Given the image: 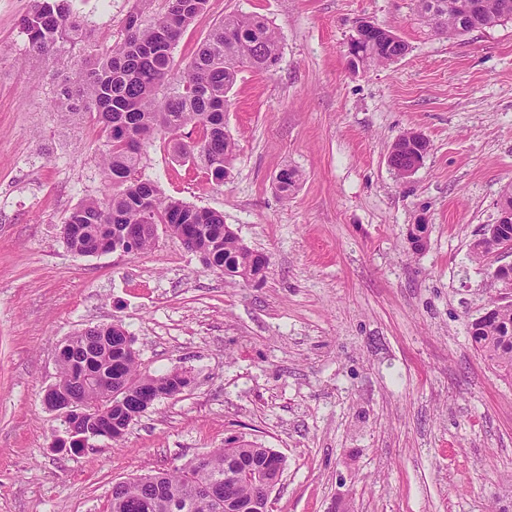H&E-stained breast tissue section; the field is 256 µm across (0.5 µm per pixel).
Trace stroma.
<instances>
[{"label":"stroma","instance_id":"obj_1","mask_svg":"<svg viewBox=\"0 0 512 512\" xmlns=\"http://www.w3.org/2000/svg\"><path fill=\"white\" fill-rule=\"evenodd\" d=\"M135 0H73L90 46L120 42ZM30 0H0V512H108L116 482L173 469L226 440L286 459L273 512H512V378L471 345L497 297L493 261L471 244L512 187V21L448 37L415 0H209L174 51L186 62L227 13L266 19L277 68H242L224 122L228 174L149 147L142 175L168 196L224 215L269 258L254 286L205 268L166 230L124 256H79L60 235L82 200L108 192L101 141L61 121L52 68L25 65ZM408 53L351 69L361 19ZM431 149L397 178L405 132ZM300 180L276 188L284 168ZM429 225L425 251L406 229ZM120 322L139 369L190 384L159 399L119 443L65 446L44 402L61 343Z\"/></svg>","mask_w":512,"mask_h":512}]
</instances>
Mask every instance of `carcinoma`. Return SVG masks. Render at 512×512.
Here are the masks:
<instances>
[{"mask_svg":"<svg viewBox=\"0 0 512 512\" xmlns=\"http://www.w3.org/2000/svg\"><path fill=\"white\" fill-rule=\"evenodd\" d=\"M482 0V27L512 20L505 2ZM166 12L148 24L141 13H131L125 23L123 42L99 55L80 58L75 78L67 80L60 94L67 101L61 119L85 115L98 128L102 141L101 167L110 193L76 206L64 219L79 232L65 239L79 256L98 253L103 240L136 238L138 252L149 250L156 235L145 224H162L172 235L188 238L192 251L205 266L222 275L240 278L257 286L267 277V258L247 248L224 224L216 211L197 208L163 195L159 187L142 177L146 149L156 140L172 145L175 154L201 164L220 180L231 162L235 143L224 127L228 93L238 72L248 67L270 72L280 58L276 31L257 16L229 13L200 42L189 60L180 65L173 50L187 27L203 13L209 0H167ZM419 14L437 33L446 36L469 31L448 12V0H417ZM21 26L30 44L26 62L45 67L52 52L65 44L75 45L86 37L84 25L72 8V0H32ZM365 66H380L403 56L408 45L399 36L367 37L362 42ZM299 180L293 169L277 177L279 191L288 194ZM494 314L475 319L469 329L474 349L492 366L512 376V301L492 302ZM127 331L89 327L67 342L61 364L62 382L75 391L94 415L108 408L112 423L102 420L75 425L80 432L92 431L101 438L119 440L140 415L141 397L174 396L187 385L179 372L142 376L137 358L124 351ZM121 377L134 388L133 395L118 399L112 380ZM268 448L257 441L229 440L170 471H156L162 493L148 482L150 474L112 487L110 512H224L197 486L202 481H224L233 467L266 457ZM230 494L248 502L258 493L254 477L244 472L231 480Z\"/></svg>","mask_w":512,"mask_h":512,"instance_id":"obj_1","label":"carcinoma"}]
</instances>
